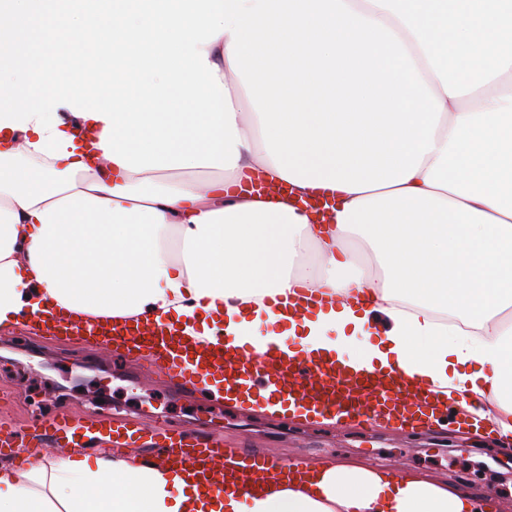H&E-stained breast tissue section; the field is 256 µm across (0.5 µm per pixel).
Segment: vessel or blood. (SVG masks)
<instances>
[{
    "mask_svg": "<svg viewBox=\"0 0 512 512\" xmlns=\"http://www.w3.org/2000/svg\"><path fill=\"white\" fill-rule=\"evenodd\" d=\"M122 343L128 353L152 359L160 377L179 385L194 387L204 380L250 389L259 385L295 405L367 422L382 412L402 417L432 407V391L396 371L383 376L311 355L293 359L273 343L261 354L247 342L193 345L183 342L179 329L161 319L125 333ZM44 425L72 446L81 435L92 432L91 427L64 416L47 418ZM162 436L159 460L189 467L208 483L223 473L224 462L232 454L220 439L201 447L193 434L179 428L166 427Z\"/></svg>",
    "mask_w": 512,
    "mask_h": 512,
    "instance_id": "b4317fda",
    "label": "vessel or blood"
}]
</instances>
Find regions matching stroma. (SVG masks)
Segmentation results:
<instances>
[{
  "mask_svg": "<svg viewBox=\"0 0 512 512\" xmlns=\"http://www.w3.org/2000/svg\"><path fill=\"white\" fill-rule=\"evenodd\" d=\"M26 350L0 347L14 374H0V441L28 446L45 416L65 412L81 423L108 419L136 424L156 420L202 435L215 433L241 454L265 452L278 462L326 460L362 462L391 471L419 473L448 483L494 490L512 512V454L496 437L456 430L411 432L377 420L372 423L300 422L290 417L251 414L207 397L204 391L176 389L158 378L149 362L73 338H43L19 326Z\"/></svg>",
  "mask_w": 512,
  "mask_h": 512,
  "instance_id": "stroma-1",
  "label": "stroma"
}]
</instances>
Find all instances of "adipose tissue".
<instances>
[{"instance_id":"adipose-tissue-1","label":"adipose tissue","mask_w":512,"mask_h":512,"mask_svg":"<svg viewBox=\"0 0 512 512\" xmlns=\"http://www.w3.org/2000/svg\"><path fill=\"white\" fill-rule=\"evenodd\" d=\"M222 33L207 44L236 106V167L134 173L106 159L104 121L67 115L72 156L34 149V130L0 129V329L39 328L46 310L87 320L182 323L187 340L233 336L288 354L330 356L381 374L403 369L453 405L473 433L512 444V68L448 97L421 49L409 54L444 110L416 175L347 193L325 189L326 220L267 155ZM318 300L274 306L298 291ZM205 391L297 420L331 414L269 393ZM0 512H504L467 486L330 462L246 494L132 452L37 456L0 472Z\"/></svg>"}]
</instances>
